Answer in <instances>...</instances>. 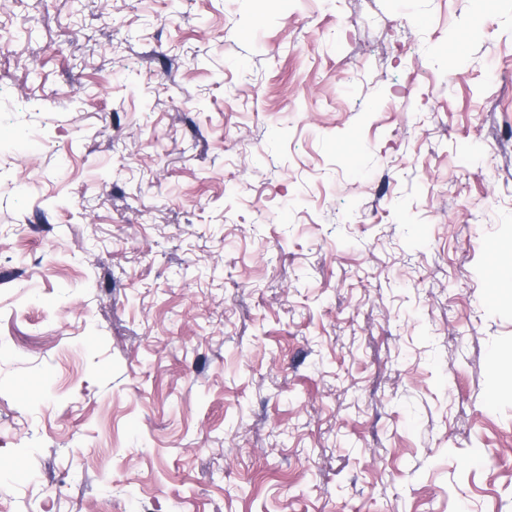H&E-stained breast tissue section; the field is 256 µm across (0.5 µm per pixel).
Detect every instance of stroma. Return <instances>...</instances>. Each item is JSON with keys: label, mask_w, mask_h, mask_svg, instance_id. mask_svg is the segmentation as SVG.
I'll list each match as a JSON object with an SVG mask.
<instances>
[{"label": "stroma", "mask_w": 512, "mask_h": 512, "mask_svg": "<svg viewBox=\"0 0 512 512\" xmlns=\"http://www.w3.org/2000/svg\"><path fill=\"white\" fill-rule=\"evenodd\" d=\"M0 38V512H512V0Z\"/></svg>", "instance_id": "stroma-1"}]
</instances>
